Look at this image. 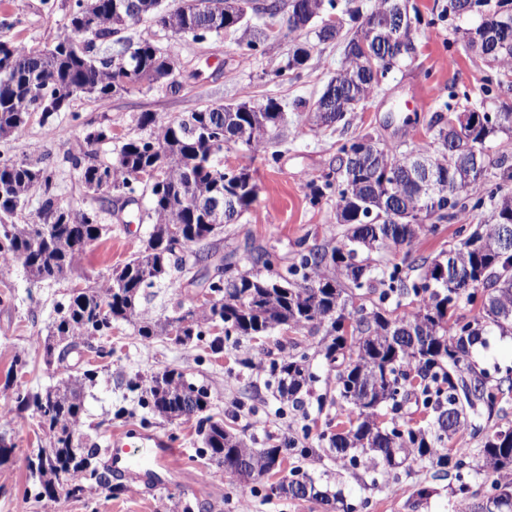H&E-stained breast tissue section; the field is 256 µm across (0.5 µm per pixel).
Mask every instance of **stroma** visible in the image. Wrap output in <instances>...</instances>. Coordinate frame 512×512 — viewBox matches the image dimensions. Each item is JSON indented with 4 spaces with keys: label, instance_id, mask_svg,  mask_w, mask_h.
I'll return each mask as SVG.
<instances>
[{
    "label": "stroma",
    "instance_id": "obj_1",
    "mask_svg": "<svg viewBox=\"0 0 512 512\" xmlns=\"http://www.w3.org/2000/svg\"><path fill=\"white\" fill-rule=\"evenodd\" d=\"M444 2L409 0L419 16L415 58L388 72L345 122L326 129L309 125L305 113L293 107L298 100L315 101L344 61L342 42H319L311 25L298 33L281 32L254 50L236 33L200 43L157 32L159 47L180 63L176 87H133L113 96L105 107L79 94L67 111L58 113L53 135H45L35 114L22 130L0 141V153L52 166L59 202L102 210L109 226L108 233L89 247L78 275L40 284L31 281L22 266L0 269V405L11 403L18 387L40 391L57 383L43 346L58 304L127 262L136 251V242L150 230L146 199L113 200L106 193L86 190L68 161L85 131L111 128V142L98 149L99 160L107 161L115 158L123 141L142 136L137 122L141 113L168 122L203 105L236 102L246 92L259 102L277 99L286 120L273 134V155L247 160L235 146L224 149L225 167L249 164L258 199L236 223L224 225L212 244L226 253L252 242L274 253L280 267H287L302 246L332 245L342 235L343 228L335 220L336 193H326L315 203L309 189L310 183H323L335 168L342 143L368 134L382 146L415 148L428 142V124L447 101L449 91L479 96L490 68L484 57L465 46L461 30L468 27V20L453 25L440 18ZM71 4L72 0H9L7 8H0V40L44 48L66 23ZM298 43L310 50L306 66L296 74L274 77V70ZM474 221L472 215L461 216L442 225L437 233L421 236L411 248L371 253L370 263L383 267L407 256H438L458 242L461 225ZM200 290L197 284L156 289L141 301L139 311L154 320L172 315L176 307L196 306ZM323 334V329L311 326L301 330L281 326L256 339L225 338L223 350L215 354L204 347L175 344L166 336L145 341L136 335L133 324H115L104 341L112 351L110 357L101 359L86 349L68 357L78 368L90 364L98 371L94 384L84 391L80 431L102 446L114 433L131 428L166 437L180 452L178 474L143 494L128 485L113 496L89 482L76 497L62 490L52 497H34L27 491L26 458L32 449L49 446L51 436L27 412L21 418L0 421V434L12 444L8 457L0 460V512H342L346 506L354 512H472L474 498L456 495L455 490L459 483H474V476H446L426 460L381 474L336 461L325 453L302 461L288 456L276 471L239 486L203 455L197 418L155 417L149 424L140 422L139 394L129 390V380L145 384L154 373L176 368L207 387L211 414L248 446L259 449L292 441L297 447L315 449L321 435L336 432L344 419L339 406L321 407L316 401L318 395L336 391L335 374L315 352ZM286 341L298 342L307 351L310 368L318 377L312 394L305 396L298 410L284 408L274 396L268 371L253 366L266 352L275 351L277 343ZM17 356L28 365L14 373L10 367ZM297 465L326 493V500L270 492V484L281 481Z\"/></svg>",
    "mask_w": 512,
    "mask_h": 512
}]
</instances>
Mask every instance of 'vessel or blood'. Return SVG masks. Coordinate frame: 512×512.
<instances>
[{"label": "vessel or blood", "mask_w": 512, "mask_h": 512, "mask_svg": "<svg viewBox=\"0 0 512 512\" xmlns=\"http://www.w3.org/2000/svg\"><path fill=\"white\" fill-rule=\"evenodd\" d=\"M133 435L122 432L113 435L106 450L109 464L114 473L134 478L137 491L154 489L164 482L165 475L174 473L178 468V451L159 436H151L153 454L150 458H138L133 448Z\"/></svg>", "instance_id": "b4317fda"}]
</instances>
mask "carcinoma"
I'll list each match as a JSON object with an SVG mask.
<instances>
[{"label":"carcinoma","instance_id":"cac0c4a2","mask_svg":"<svg viewBox=\"0 0 512 512\" xmlns=\"http://www.w3.org/2000/svg\"><path fill=\"white\" fill-rule=\"evenodd\" d=\"M485 2L487 23L498 28L492 43H478L476 51L491 68L482 92L492 97L512 78V0ZM74 0L67 23L54 42L34 50L21 42L0 41V138L22 130L32 114H41L42 124L53 128L47 111L50 101L66 110L79 93L97 101L110 100L118 93L119 80L129 68L139 83L152 87L169 82L166 70L170 56L157 45L154 33H143L135 41V56L119 61L99 55L103 42L145 19L173 36H190L203 42L226 30L215 17L263 14L282 10L281 0H198L195 9H184L189 0ZM401 0H378L364 16L357 0H289L288 13L302 11L315 19L340 15L350 28L344 51L352 52L359 39L385 43L376 60L377 71L363 69L355 60L346 63L332 78L335 97L329 103L318 98L301 104L311 113L312 123L330 127L356 111L396 65L413 59L417 52L413 21L405 16L399 28L391 12ZM241 32L250 49L263 42V32L247 23L231 26ZM309 58L304 44H297L275 76L302 69ZM448 113H436L428 126L432 141L417 149L380 146L365 134L339 149L337 180L325 178L312 185L314 201L336 188V223L344 226L341 239L332 247L318 246L300 254L299 260L278 277L277 288L261 272H239L233 268L235 253L214 251L206 255L209 265L204 280L226 283L210 287L209 309L179 307L176 315L163 320H140L137 334L145 339L169 336L177 323L189 317L185 335L203 342L213 353L224 348V337L262 336L277 326L294 329L309 325L322 327L318 353L336 366V402L346 407L349 427L326 436L328 450L349 462L364 459L372 470H393L405 461L428 460L438 472L460 473L467 469L483 477L479 493L484 503L476 512H512V426L490 429L480 420L492 419L499 405L512 393V378H497L480 369L471 351L485 342L491 329L512 335V161L506 155L492 157L486 142L499 133H512V109L507 112L481 111L477 119L454 130L451 122L470 110L451 90ZM281 105L269 98L256 103L250 94L229 105H207L171 120L158 123L150 112L141 114L138 124L150 128L146 136L122 143L115 158L95 159L97 147L112 141V131L99 127L88 131L70 163L79 171L85 188L94 193H116L133 198L139 193L149 199L152 231L132 259L113 269L95 285L70 297L58 309L59 317L49 335L58 340L45 344L48 359L56 360L62 384L43 392L19 389L8 414L32 410L52 435L48 448H39L27 459L30 485L35 496L57 492L60 477L67 481V494L83 492L84 484L95 482L116 494L122 486L112 483V471L101 466V449L81 440L83 402L81 389L93 383L96 370L73 374L68 356L88 348L97 357L103 351L92 341L112 333V325L137 316L145 291L170 277V270L189 273L199 260L195 246L221 233L205 222L202 213L191 210L187 197L204 199L218 192L234 197L235 208L227 215L232 222L257 200V184L246 165L224 169L214 157L233 142L249 154L267 152L269 132L281 118ZM471 163L472 185L455 192L461 180L456 163ZM55 171L38 162L18 160L0 154V258L20 264L36 282L60 281L78 270L86 250L107 232L101 211L74 209L65 223L56 220L61 207L55 194ZM42 192L39 223L19 222L29 195ZM491 207L490 220L460 229L463 238L432 260H422L418 278L411 280L403 268H377L361 258L364 252L389 247L411 246L420 236L436 231L462 214ZM247 260L254 267L268 268L273 255L266 249L246 247ZM445 269L447 279L437 272ZM484 301L478 314L468 318L458 313L462 303L474 301L476 291ZM375 297L371 307L361 304L346 311L347 299L356 292ZM414 296L411 311L391 316L386 302L393 297ZM221 327L224 335L212 331ZM281 351L269 360L282 403L298 410L301 393L309 390L315 376L309 371L308 355ZM138 390L140 385L132 384ZM142 390V389H140ZM420 400L434 414L428 427L379 424L384 406L396 409L400 400ZM208 390L188 380L175 368L151 377L142 390L141 406L154 416L172 419L198 416L204 434L203 454L224 466L231 479L270 472V463L285 454L307 458L313 448H250L224 424L204 415L209 407ZM463 428L472 435L483 434L478 454L467 448H447L449 438ZM271 491L298 499H325L311 476L298 466Z\"/></svg>","mask_w":512,"mask_h":512}]
</instances>
